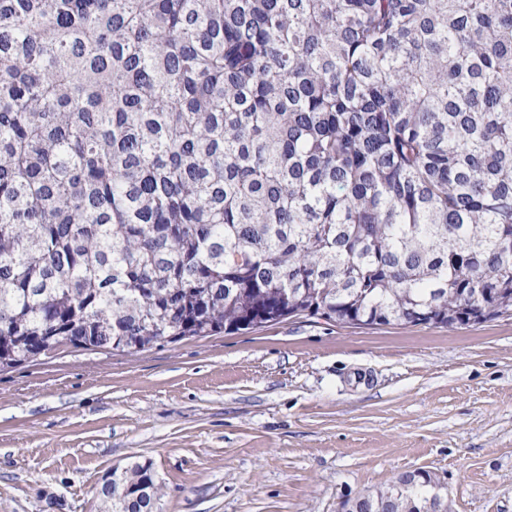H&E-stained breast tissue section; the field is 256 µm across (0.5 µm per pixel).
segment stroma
<instances>
[{
    "instance_id": "35a3bbf8",
    "label": "stroma",
    "mask_w": 512,
    "mask_h": 512,
    "mask_svg": "<svg viewBox=\"0 0 512 512\" xmlns=\"http://www.w3.org/2000/svg\"><path fill=\"white\" fill-rule=\"evenodd\" d=\"M152 465L158 512H341L422 468L512 512V316L455 330L291 318L0 371V512H97Z\"/></svg>"
}]
</instances>
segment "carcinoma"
I'll return each instance as SVG.
<instances>
[{"label": "carcinoma", "instance_id": "carcinoma-1", "mask_svg": "<svg viewBox=\"0 0 512 512\" xmlns=\"http://www.w3.org/2000/svg\"><path fill=\"white\" fill-rule=\"evenodd\" d=\"M509 301L512 0H0L10 367ZM122 476L99 512L161 498Z\"/></svg>", "mask_w": 512, "mask_h": 512}]
</instances>
